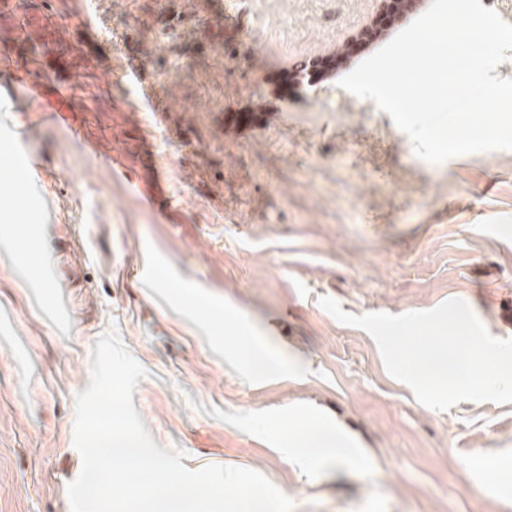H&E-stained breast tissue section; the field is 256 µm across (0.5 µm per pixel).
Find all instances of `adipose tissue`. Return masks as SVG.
Wrapping results in <instances>:
<instances>
[{"label":"adipose tissue","instance_id":"obj_1","mask_svg":"<svg viewBox=\"0 0 512 512\" xmlns=\"http://www.w3.org/2000/svg\"><path fill=\"white\" fill-rule=\"evenodd\" d=\"M243 376L258 381L283 373L286 363L272 352L261 337L250 335L228 351ZM286 446L292 460L301 465L317 466L327 462L351 463L354 443L337 425L319 417H310L304 430L289 435Z\"/></svg>","mask_w":512,"mask_h":512}]
</instances>
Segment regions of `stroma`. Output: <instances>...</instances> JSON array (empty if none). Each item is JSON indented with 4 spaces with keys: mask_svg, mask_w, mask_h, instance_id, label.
Returning <instances> with one entry per match:
<instances>
[{
    "mask_svg": "<svg viewBox=\"0 0 512 512\" xmlns=\"http://www.w3.org/2000/svg\"><path fill=\"white\" fill-rule=\"evenodd\" d=\"M378 11L0 0V512H70L73 396L112 328L148 372L133 393L146 430L187 468L254 470L294 512H512V403L423 406L319 303L403 314L455 298L512 338V151L430 164L341 72L288 79ZM22 23L41 65L14 43ZM129 45L155 110L126 105ZM62 86L68 120L38 116ZM158 184L161 217L142 201ZM238 310L287 373L251 382L225 360ZM315 410L353 437L355 464L289 460Z\"/></svg>",
    "mask_w": 512,
    "mask_h": 512,
    "instance_id": "1",
    "label": "stroma"
}]
</instances>
